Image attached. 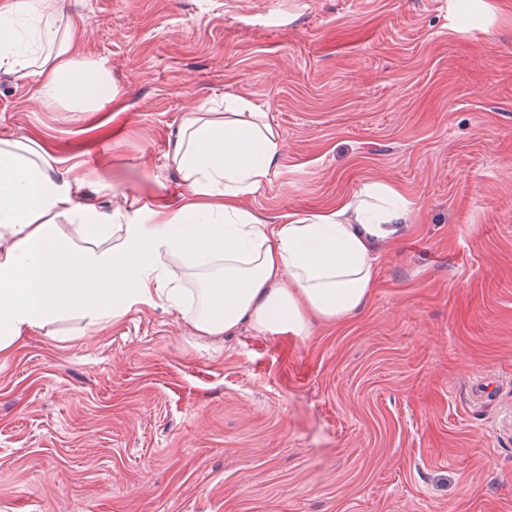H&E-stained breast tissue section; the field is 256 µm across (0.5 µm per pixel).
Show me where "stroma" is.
Returning <instances> with one entry per match:
<instances>
[{
  "label": "stroma",
  "mask_w": 512,
  "mask_h": 512,
  "mask_svg": "<svg viewBox=\"0 0 512 512\" xmlns=\"http://www.w3.org/2000/svg\"><path fill=\"white\" fill-rule=\"evenodd\" d=\"M483 2L461 26L448 0H66L111 103L48 108L0 68V138L102 214L181 198L179 120L228 91L282 141L260 222L373 183L412 209L341 324L29 332L0 358V512H512V0Z\"/></svg>",
  "instance_id": "stroma-1"
}]
</instances>
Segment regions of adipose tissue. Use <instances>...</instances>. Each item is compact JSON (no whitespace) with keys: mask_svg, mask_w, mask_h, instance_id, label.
<instances>
[{"mask_svg":"<svg viewBox=\"0 0 512 512\" xmlns=\"http://www.w3.org/2000/svg\"><path fill=\"white\" fill-rule=\"evenodd\" d=\"M65 0H12L0 12V68L35 83L46 106L97 112L112 99L103 63L70 52ZM281 138L266 113L228 92L184 113L168 158L187 192L149 209L126 198L104 216L43 145L0 139V357L30 330L79 319L114 322L136 306L185 304L176 274L196 279L191 317L203 336L244 324L299 334L310 317L340 323L365 305L374 243L407 223L394 188L372 184L319 213L264 224L241 205L269 180Z\"/></svg>","mask_w":512,"mask_h":512,"instance_id":"adipose-tissue-1","label":"adipose tissue"}]
</instances>
